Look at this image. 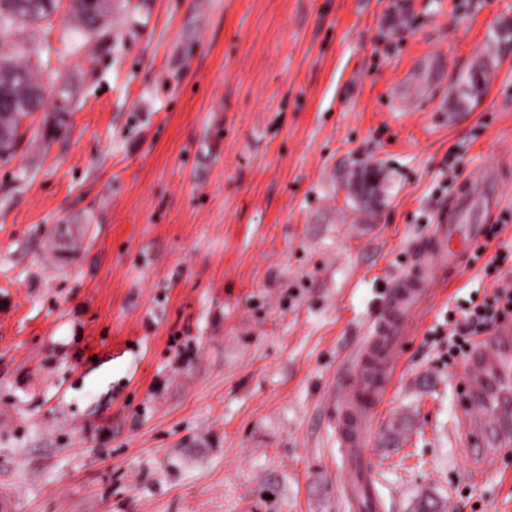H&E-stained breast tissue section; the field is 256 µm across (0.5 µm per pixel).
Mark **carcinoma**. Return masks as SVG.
<instances>
[{
	"label": "carcinoma",
	"instance_id": "carcinoma-1",
	"mask_svg": "<svg viewBox=\"0 0 512 512\" xmlns=\"http://www.w3.org/2000/svg\"><path fill=\"white\" fill-rule=\"evenodd\" d=\"M67 2L58 40L51 43L55 16ZM112 14V0H0V162H9L32 128L28 121L54 96L62 105L70 102V85L61 71L51 66V54L77 55L87 41L102 39ZM47 31L39 42L34 32ZM490 62L483 59L461 80L462 95L478 97L484 92L480 79Z\"/></svg>",
	"mask_w": 512,
	"mask_h": 512
}]
</instances>
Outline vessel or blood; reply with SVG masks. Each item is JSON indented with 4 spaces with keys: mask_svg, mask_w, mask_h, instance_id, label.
Returning a JSON list of instances; mask_svg holds the SVG:
<instances>
[{
    "mask_svg": "<svg viewBox=\"0 0 512 512\" xmlns=\"http://www.w3.org/2000/svg\"><path fill=\"white\" fill-rule=\"evenodd\" d=\"M502 184L499 171L470 173L453 205L437 217L427 245L390 283L370 334L354 355L336 401L350 512H370L374 504L368 434L391 385L400 345L410 333L409 316L436 297L446 270L459 266L482 242L487 227L479 217L498 209ZM490 342L474 350L463 377L464 410L477 404L484 409L481 417L466 418L464 431L470 469L483 477L497 471L502 452L512 447V322L500 324Z\"/></svg>",
    "mask_w": 512,
    "mask_h": 512,
    "instance_id": "1",
    "label": "vessel or blood"
}]
</instances>
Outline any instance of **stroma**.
I'll list each match as a JSON object with an SVG mask.
<instances>
[{"mask_svg": "<svg viewBox=\"0 0 512 512\" xmlns=\"http://www.w3.org/2000/svg\"><path fill=\"white\" fill-rule=\"evenodd\" d=\"M512 0H116L43 137L0 163V493L14 512H347L336 393L457 185L501 224L398 353L382 512H512L471 477L448 311L512 288ZM496 64L467 106L460 73ZM444 80L392 97L415 59ZM379 182L361 188L356 170ZM506 260L490 268L495 254Z\"/></svg>", "mask_w": 512, "mask_h": 512, "instance_id": "35a3bbf8", "label": "stroma"}]
</instances>
